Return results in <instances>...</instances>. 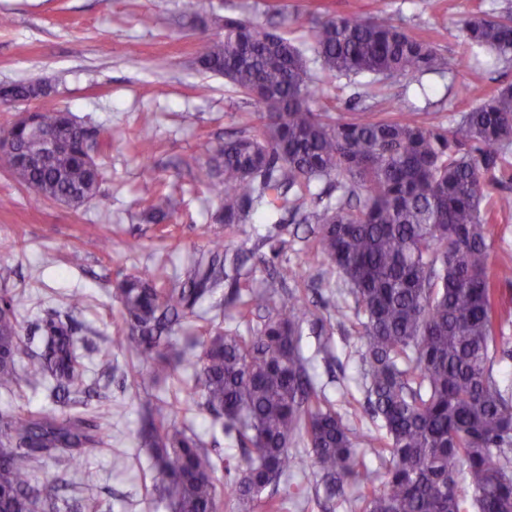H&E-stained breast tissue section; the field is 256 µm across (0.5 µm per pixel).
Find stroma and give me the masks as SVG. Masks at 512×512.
Returning <instances> with one entry per match:
<instances>
[{"instance_id":"stroma-1","label":"stroma","mask_w":512,"mask_h":512,"mask_svg":"<svg viewBox=\"0 0 512 512\" xmlns=\"http://www.w3.org/2000/svg\"><path fill=\"white\" fill-rule=\"evenodd\" d=\"M510 7L512 0H0V18L8 20L0 25V86L49 83L52 90L38 107L68 109L95 129L96 161L104 173L102 197L73 209L37 199L0 167V291L13 298L29 349H36L35 337L52 313L80 339L94 395L67 410L93 416L105 436L103 445L86 449L71 466L78 499L73 512H170L155 492L159 475L139 438L146 404H174L177 425L193 429L205 447L239 455L222 420L202 407L201 397H188L189 371L133 390L132 360L116 344L124 328L118 282L159 266L181 271L214 241L258 258L255 285L270 286L279 266L295 271L298 286L325 319L326 335L308 327L302 339L318 385L353 428L381 433L366 411L358 328L338 322L329 291L338 275L310 252L304 225L278 211L234 229L214 219L216 153L239 131L260 134L261 124L252 102L223 76L198 70L200 39L223 38L225 16L242 14L308 48L314 17L384 10L410 35L433 42L447 61L445 70L379 81L367 74L337 77L317 64L313 72L324 92L318 109L336 116L415 112L426 124L449 128L477 104L461 86L489 94L512 83V62L467 45L462 19ZM146 15L152 18L147 26L141 22ZM162 187L174 191L178 206L171 219L157 223L143 208ZM103 236L112 240L106 252L98 245ZM76 249L84 254L79 268L67 262ZM74 292L85 296L76 311L66 303ZM230 298V288L216 290L200 320L179 331L180 341L204 327L245 336L260 329L261 318L240 319ZM105 358L112 361L108 377L98 368ZM316 480L312 467L281 477L277 493L286 498L287 512H349L316 495ZM298 484L305 498L288 499Z\"/></svg>"}]
</instances>
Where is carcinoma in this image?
<instances>
[{
	"label": "carcinoma",
	"instance_id": "1",
	"mask_svg": "<svg viewBox=\"0 0 512 512\" xmlns=\"http://www.w3.org/2000/svg\"><path fill=\"white\" fill-rule=\"evenodd\" d=\"M467 39L512 61V12L463 21ZM309 31L322 68L338 76L384 80L437 71L445 57L431 42L406 33L384 12L325 15ZM196 64L222 75L255 101L262 135L244 132L217 151L221 176L212 184L227 227L251 224L266 206L300 224H315V253L336 269V319L353 312L361 328V377L367 411L386 440L356 432L319 393L302 353L306 323L323 318L294 293L279 303L266 288L241 294L249 257L219 242L192 259L179 288H165L163 268L124 278L117 288L127 332L122 350L157 379L192 370V390L207 410L224 417L244 456L215 457L188 427L161 419L156 408L141 432L161 474L159 497L177 512H217L219 469L235 473L228 495L245 509L283 512L284 500L265 495L280 477L305 464L292 451L302 441L329 489H361L359 512H512V387L494 365L512 359L503 347L512 309L499 296L512 267H493V221L512 215V194L486 191L512 149V84L479 98L456 126L432 127L416 112H358L334 117L312 108L321 91L304 52L250 18H224V39L201 41ZM47 94L40 82L0 86V99L29 101ZM44 128L72 123L62 109L35 112ZM23 161L9 169L21 186H39L49 201L80 203L101 196L99 165L88 161L96 140L76 136L68 149L48 152L14 121ZM331 176L345 199L304 212L288 197ZM173 195L158 192L146 209L162 221ZM228 282L241 318L264 314L253 336L206 329L178 345L175 327L199 317L207 296ZM22 336L11 298L0 296V388L23 381L49 387L55 401L83 392L86 369L68 326L50 316L42 350L19 363ZM0 512H68L64 478L38 492L29 472L46 456L72 463L104 442L81 414L38 411L0 418ZM367 446L378 464H367Z\"/></svg>",
	"mask_w": 512,
	"mask_h": 512
}]
</instances>
